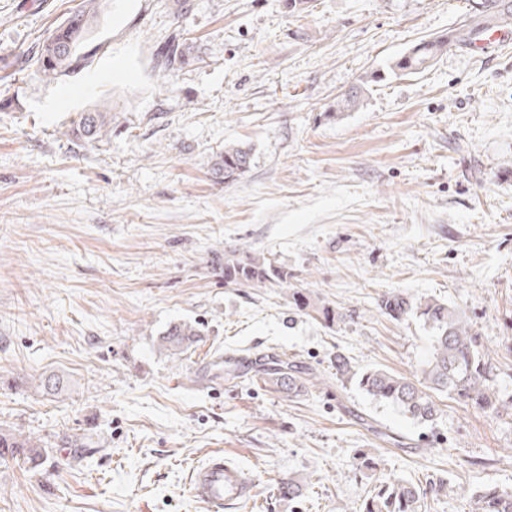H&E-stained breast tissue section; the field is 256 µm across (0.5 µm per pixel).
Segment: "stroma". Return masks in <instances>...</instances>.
Listing matches in <instances>:
<instances>
[{"label": "stroma", "instance_id": "35a3bbf8", "mask_svg": "<svg viewBox=\"0 0 512 512\" xmlns=\"http://www.w3.org/2000/svg\"><path fill=\"white\" fill-rule=\"evenodd\" d=\"M82 0H0V430L40 438L32 471L0 460V512H210L188 475L216 451L257 482L224 512H360L380 479L418 484L421 512H470L512 488V409L436 394L421 424L336 378L413 376L431 353L418 319L383 295L461 310L512 396V47L454 43L419 74L383 76L363 104L337 99L421 40L469 23L477 0H100L86 65L47 81L27 56ZM203 60L166 78L173 31ZM105 108L103 140L70 129ZM244 143L237 181L213 156ZM289 273L224 284L242 247ZM304 288L340 317L291 307ZM186 353L158 352L173 322ZM293 365L286 398L237 356ZM67 384L49 394L40 376ZM371 452L373 473L350 467ZM308 486L294 505L279 479ZM251 148L233 143L224 146V151L217 154L211 164L213 177L220 182H233L244 174L252 161ZM202 335V331L189 322L171 323L155 340L159 351L177 355L192 348ZM472 512H512V490L487 485L471 499Z\"/></svg>", "mask_w": 512, "mask_h": 512}]
</instances>
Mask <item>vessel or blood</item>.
<instances>
[{
	"label": "vessel or blood",
	"mask_w": 512,
	"mask_h": 512,
	"mask_svg": "<svg viewBox=\"0 0 512 512\" xmlns=\"http://www.w3.org/2000/svg\"><path fill=\"white\" fill-rule=\"evenodd\" d=\"M189 491L210 512H223L227 503L249 500L255 493V482L244 470L227 461L223 453L216 452L190 472Z\"/></svg>",
	"instance_id": "obj_1"
}]
</instances>
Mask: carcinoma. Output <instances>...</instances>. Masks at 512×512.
I'll return each instance as SVG.
<instances>
[{"instance_id": "1", "label": "carcinoma", "mask_w": 512, "mask_h": 512, "mask_svg": "<svg viewBox=\"0 0 512 512\" xmlns=\"http://www.w3.org/2000/svg\"><path fill=\"white\" fill-rule=\"evenodd\" d=\"M481 9L473 22L464 24L446 35L420 42L403 55L386 64V72L393 75L415 74L426 69L452 42L466 43L475 39L488 26L512 23V5L507 0H482ZM97 13V0H82L80 9L56 29L32 55V60L49 80L68 75L82 60L79 53ZM200 49L192 41L174 36L157 51V65L165 75L181 70L200 60ZM381 77L373 72L351 86L336 104V116L358 108L364 101L368 82ZM106 125V113L93 109L80 114L73 123L72 135L79 140L97 141ZM252 161L251 148L227 144L211 164L213 177L220 182H232L244 174ZM288 272L267 257L248 249H238L224 255V285L271 288L287 282ZM295 310L320 315L326 322L339 317L335 308L319 304L306 291L291 293ZM382 313L396 321L410 316L421 319L433 333L432 352L416 379L395 375L382 368L364 372L353 370L341 354L336 355V375L350 380L373 400L395 406L409 418L420 423L435 421L439 406L431 392L445 393L450 398L470 402L483 411L497 414L505 405L496 389V375L488 360L479 350L478 336L459 312L445 301L419 298L404 294H388L379 303ZM202 331L189 322L172 323L155 340L158 350L177 355L192 348ZM268 381L286 395L295 393L300 380L289 364L279 361L267 368ZM47 455L40 440L0 431V459L11 458L29 469L42 464ZM378 458L368 453L354 457L355 471H375ZM305 484L284 479L278 484L282 499L299 501ZM420 488L409 481L381 480L370 491L361 512H419ZM472 512H512V490L498 485H487L471 499Z\"/></svg>"}]
</instances>
